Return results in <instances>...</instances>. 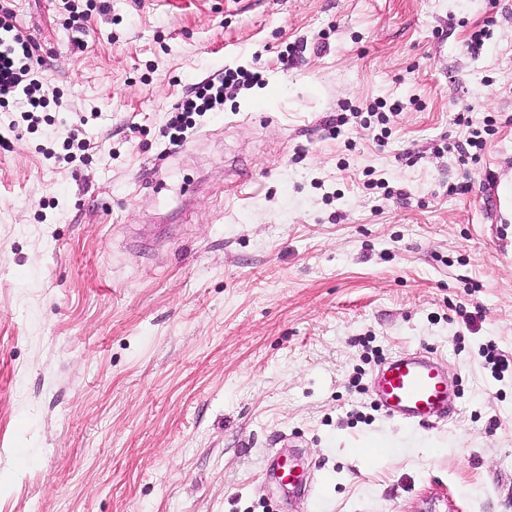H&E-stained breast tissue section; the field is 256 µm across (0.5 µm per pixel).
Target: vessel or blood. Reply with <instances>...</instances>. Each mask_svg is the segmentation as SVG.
Instances as JSON below:
<instances>
[{
    "instance_id": "obj_1",
    "label": "vessel or blood",
    "mask_w": 512,
    "mask_h": 512,
    "mask_svg": "<svg viewBox=\"0 0 512 512\" xmlns=\"http://www.w3.org/2000/svg\"><path fill=\"white\" fill-rule=\"evenodd\" d=\"M371 389L380 410L402 421L439 423L456 412V400L441 363L418 352L404 351L382 362L372 375ZM267 464L289 495L313 493L310 476L296 458L274 454Z\"/></svg>"
}]
</instances>
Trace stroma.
<instances>
[{"instance_id": "obj_1", "label": "stroma", "mask_w": 512, "mask_h": 512, "mask_svg": "<svg viewBox=\"0 0 512 512\" xmlns=\"http://www.w3.org/2000/svg\"><path fill=\"white\" fill-rule=\"evenodd\" d=\"M106 6L76 48L65 0L12 2L58 101L0 111V512H512V379L480 357L512 352V0ZM239 66L262 81L172 145L183 94ZM466 111L495 125L464 164ZM407 350L454 420L378 409ZM481 357L484 358L483 366L488 369L491 376L501 381L505 375H512V354H505L493 343H488L482 348ZM268 466L283 487H288L291 496L305 497L314 492L308 471L294 457L283 458L279 454L267 458Z\"/></svg>"}]
</instances>
